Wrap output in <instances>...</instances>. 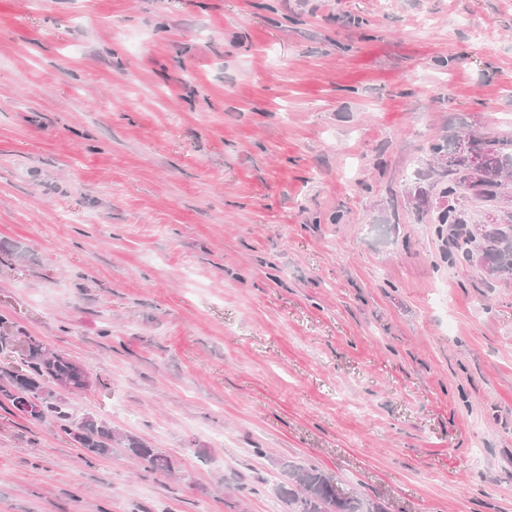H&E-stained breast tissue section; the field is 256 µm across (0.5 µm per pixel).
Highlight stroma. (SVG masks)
Segmentation results:
<instances>
[{
	"mask_svg": "<svg viewBox=\"0 0 512 512\" xmlns=\"http://www.w3.org/2000/svg\"><path fill=\"white\" fill-rule=\"evenodd\" d=\"M512 139V0H0V334L166 455L0 401V512H512V277L431 141ZM427 188L418 209L415 192ZM288 479L290 512H386L376 501L337 493L336 482L316 467L289 465Z\"/></svg>",
	"mask_w": 512,
	"mask_h": 512,
	"instance_id": "1",
	"label": "stroma"
}]
</instances>
